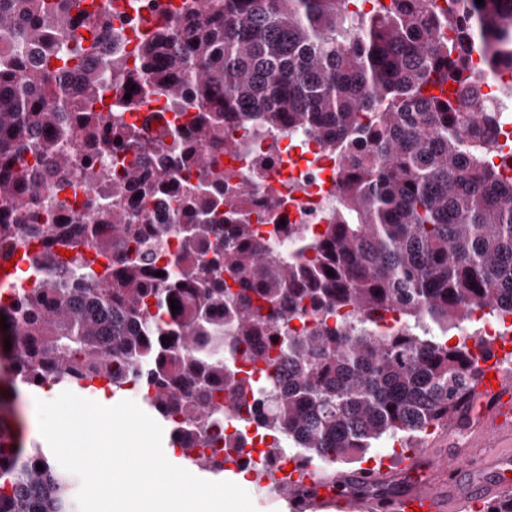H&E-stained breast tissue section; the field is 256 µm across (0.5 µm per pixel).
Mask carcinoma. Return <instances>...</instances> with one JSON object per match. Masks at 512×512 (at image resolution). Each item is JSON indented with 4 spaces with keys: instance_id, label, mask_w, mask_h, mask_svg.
Here are the masks:
<instances>
[{
    "instance_id": "carcinoma-1",
    "label": "carcinoma",
    "mask_w": 512,
    "mask_h": 512,
    "mask_svg": "<svg viewBox=\"0 0 512 512\" xmlns=\"http://www.w3.org/2000/svg\"><path fill=\"white\" fill-rule=\"evenodd\" d=\"M81 2L0 0V234L30 228L42 248L29 265L93 284L50 276L0 305L15 376L114 391L132 379L164 421L179 414L174 444L213 473L224 461L207 453L208 429L225 419L239 432L227 448L253 426L271 448L284 437L326 464L456 419L481 353L435 332L478 310L512 317V178L489 162L503 118L481 103L512 59V0H182L179 32L140 34L133 67L90 62L98 42L75 30H106L112 15ZM115 81L195 110L175 162H119L141 137L102 111ZM256 116L336 154L329 224L288 254L262 250L248 211L224 217L216 172L174 214L180 248L157 266L161 231L127 201L209 167L225 120ZM76 180L108 188L95 224L59 198ZM88 248L113 263L96 270ZM71 508L69 474L0 412V512Z\"/></svg>"
}]
</instances>
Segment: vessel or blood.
I'll list each match as a JSON object with an SVG mask.
<instances>
[{
  "mask_svg": "<svg viewBox=\"0 0 512 512\" xmlns=\"http://www.w3.org/2000/svg\"><path fill=\"white\" fill-rule=\"evenodd\" d=\"M488 345L492 354L489 359L480 361L482 377L463 412L481 433L486 445L493 446L512 436V374L502 367L504 358L512 351V339L493 337ZM490 372L495 375L491 381L486 378ZM489 463L493 477L475 481L470 477L472 460L466 454L435 458L410 454L402 468L411 484L400 494L378 495L362 502L346 495L347 485L378 482L381 469L371 464L344 475L331 488L320 489L315 501L336 504L341 512H473L476 506L512 492V467L506 459L495 455L490 457ZM260 480L279 492L303 483L314 484L315 471L310 466H296L288 472L262 474Z\"/></svg>",
  "mask_w": 512,
  "mask_h": 512,
  "instance_id": "1",
  "label": "vessel or blood"
}]
</instances>
